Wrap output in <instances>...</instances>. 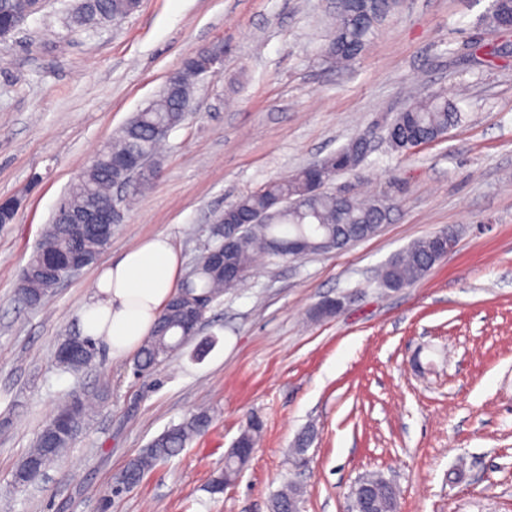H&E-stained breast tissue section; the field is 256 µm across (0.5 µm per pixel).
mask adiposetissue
I'll list each match as a JSON object with an SVG mask.
<instances>
[{"instance_id":"adipose-tissue-1","label":"adipose tissue","mask_w":512,"mask_h":512,"mask_svg":"<svg viewBox=\"0 0 512 512\" xmlns=\"http://www.w3.org/2000/svg\"><path fill=\"white\" fill-rule=\"evenodd\" d=\"M181 258L171 239L156 234L123 250L98 273L93 297L80 312L84 335L105 338L113 356L138 350L174 293Z\"/></svg>"}]
</instances>
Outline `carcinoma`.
<instances>
[{
	"label": "carcinoma",
	"mask_w": 512,
	"mask_h": 512,
	"mask_svg": "<svg viewBox=\"0 0 512 512\" xmlns=\"http://www.w3.org/2000/svg\"><path fill=\"white\" fill-rule=\"evenodd\" d=\"M397 0H336V11L329 23L328 40L324 48L327 58L337 64L356 59L370 42L374 29L395 9ZM139 0H89L82 13L70 17V26L84 30L98 23L103 16L121 19L133 14ZM29 0H0V25L28 16ZM484 22L504 34L512 31V0H491ZM199 55L189 57L181 67L177 86L163 85L115 134L112 143L99 150L100 161L86 168L74 179L61 202L67 206H83L89 200L106 201L112 196L116 174L107 166L109 157H119L140 151L158 156L160 142L151 137V130L158 125L175 129L188 119L189 113L179 110L193 100L194 89L202 75L198 65ZM462 112L440 93H431L417 99L389 122L387 140L392 150L407 152L419 144L433 142L449 129L462 124ZM368 141L355 136L336 152L318 162L319 168L310 165L281 180L271 181L257 191L242 195L230 203L224 213L232 216L237 230L234 234L233 261L238 268L234 277L224 271V235L212 233L213 244L208 246L194 272L184 278L175 290V297L192 306L200 300L207 301L201 315L224 292L245 287L255 267L257 257L287 258L288 243L302 241L308 253L320 254L341 250L371 237L382 225L391 220L392 206L380 205L376 197L346 198L332 191L310 192L311 184L322 170L334 179L355 171L368 153ZM81 248L90 262H95L104 251L106 243L96 236H86L75 241L71 228L63 224L47 225L43 237L31 254L27 265L31 275L23 287L26 306L42 303L63 280L68 272L61 268L55 278L44 279L38 273L42 263L50 257L60 256ZM446 253L435 248V237L430 234L413 242L406 249L394 254L382 267L379 281L387 289L409 287L424 279ZM183 311L167 304L157 325L137 350L133 358L134 372L148 376L161 362L182 349ZM88 349H74L56 365L65 370L79 372L95 360L100 342L88 337ZM212 416L206 409L197 410L180 423L166 428L154 437L147 447L131 458L121 474L119 486L111 494L119 496L137 486L143 477L158 463L177 455L190 442L203 436L210 428ZM263 431L262 421L251 415L240 430L236 441L249 448L257 446ZM72 438L63 437L54 448L45 446L43 436H38L33 448L17 468L23 472L30 467L45 470L62 456ZM249 461V456L232 449L224 460V469L213 476L210 492L221 494L226 486ZM375 498L376 512H397L396 494L382 482L381 476H369ZM301 493V487L289 483L271 502V512H289L292 501Z\"/></svg>",
	"instance_id": "obj_1"
}]
</instances>
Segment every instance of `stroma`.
<instances>
[{"instance_id": "1", "label": "stroma", "mask_w": 512, "mask_h": 512, "mask_svg": "<svg viewBox=\"0 0 512 512\" xmlns=\"http://www.w3.org/2000/svg\"><path fill=\"white\" fill-rule=\"evenodd\" d=\"M335 0H141L131 16L81 32L76 0H46L0 42V512H270L291 480L301 512H347L355 481L379 474L398 512H512V37L482 28L491 0H401L347 68L322 57ZM220 73L198 85L194 114L171 131L159 176L125 211L101 254L169 235L191 271L225 205L292 175L371 128L360 168L334 180L392 198L389 224L341 251L259 261L248 287L207 312L192 347L134 376L101 348L64 372L58 344L80 333L95 267L38 307L18 276L71 181L97 150L204 48ZM441 92L466 113L444 139L391 151L381 133L415 97ZM455 245L425 279L386 290L378 268L444 228ZM344 297L339 315L310 317ZM95 411L34 483L13 475L71 393ZM210 430L132 490L104 494L128 460L198 408ZM261 443L237 481L211 475L249 415ZM314 429L306 470L288 462Z\"/></svg>"}]
</instances>
